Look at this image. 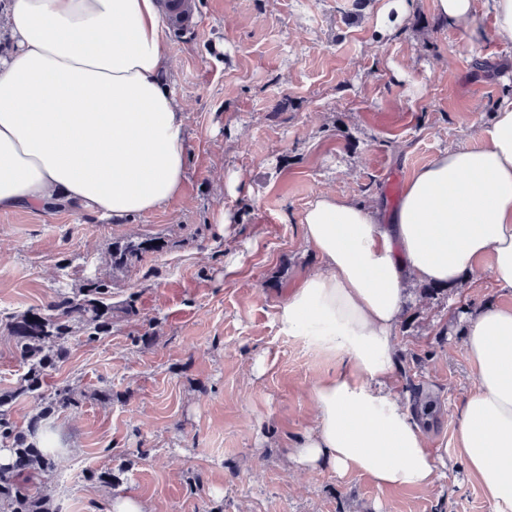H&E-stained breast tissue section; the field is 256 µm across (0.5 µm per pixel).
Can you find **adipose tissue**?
<instances>
[{
    "mask_svg": "<svg viewBox=\"0 0 512 512\" xmlns=\"http://www.w3.org/2000/svg\"><path fill=\"white\" fill-rule=\"evenodd\" d=\"M159 0H7L0 9V211L50 205L129 217L178 202L186 124L169 91ZM479 146L420 167L390 218L330 193L304 210L320 260L280 305L288 334L342 351L311 397L315 424L288 450L380 487L432 489L443 464L390 388L409 282L452 285L491 261L512 289V105ZM473 387L456 454L491 512H512V308L473 317L463 343Z\"/></svg>",
    "mask_w": 512,
    "mask_h": 512,
    "instance_id": "ef3b65f1",
    "label": "adipose tissue"
}]
</instances>
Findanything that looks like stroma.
I'll use <instances>...</instances> for the list:
<instances>
[{
  "mask_svg": "<svg viewBox=\"0 0 512 512\" xmlns=\"http://www.w3.org/2000/svg\"><path fill=\"white\" fill-rule=\"evenodd\" d=\"M388 3L199 0L187 30L165 34L166 83L186 117L182 200L119 219L0 212V396L18 426L46 436L55 469L25 482L57 512H110L128 492L151 512H490L454 437L472 387L468 322L482 307H512L487 258L432 298L411 283L395 331L392 390L438 403L422 425L444 462L436 486L380 487L287 458L312 426L313 388L340 360L277 322L320 263L304 210L332 193L392 212L391 176L410 180L440 153L478 145L512 105V43L484 0L466 27L441 22L436 0H412L386 22ZM146 238L157 248L113 274V244ZM96 277L115 281L112 330L68 339L42 390L71 386L78 404L40 415L18 391L26 367L9 319Z\"/></svg>",
  "mask_w": 512,
  "mask_h": 512,
  "instance_id": "stroma-1",
  "label": "stroma"
}]
</instances>
